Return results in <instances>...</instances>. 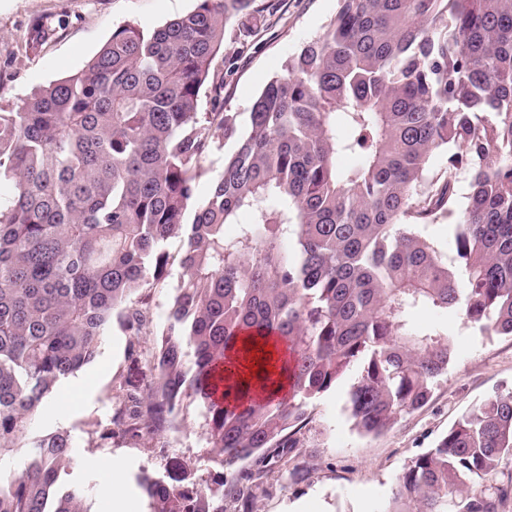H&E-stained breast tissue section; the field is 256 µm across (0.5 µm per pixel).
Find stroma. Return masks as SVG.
<instances>
[{
	"label": "stroma",
	"instance_id": "stroma-1",
	"mask_svg": "<svg viewBox=\"0 0 512 512\" xmlns=\"http://www.w3.org/2000/svg\"><path fill=\"white\" fill-rule=\"evenodd\" d=\"M199 0H0V107L12 109L54 81L80 71L117 27L134 24L153 29L193 11ZM339 9V0H252L224 31V45L212 67L223 76L222 92L204 86L198 109L209 112L222 97L228 112H249L253 101L304 43L319 37ZM55 27V36L31 46L34 18ZM421 326L447 324L455 348L448 371L422 408L403 416L388 432L366 436L345 410L350 381L311 402L302 430L309 474L296 483L277 476L258 496L254 512H379L397 477L418 455L436 447L456 421L497 392L512 391V336L483 335L451 315L422 308ZM129 338L120 326L104 336L89 364L63 379L54 396L60 410H42L29 437L55 431L69 434L73 462L58 483L85 490L89 512H112V489L127 495V512H150L139 478L167 475L186 464L207 474L203 452L204 418L189 406L179 432L162 441L146 437L102 443L99 424L107 419L120 381L139 383L141 373L128 360Z\"/></svg>",
	"mask_w": 512,
	"mask_h": 512
}]
</instances>
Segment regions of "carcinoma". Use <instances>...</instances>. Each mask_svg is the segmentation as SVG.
Here are the masks:
<instances>
[{"label":"carcinoma","instance_id":"cac0c4a2","mask_svg":"<svg viewBox=\"0 0 512 512\" xmlns=\"http://www.w3.org/2000/svg\"><path fill=\"white\" fill-rule=\"evenodd\" d=\"M249 3L200 0L152 30L120 26L82 70L15 112L0 107V182L15 186L0 201V452L20 446L113 321L140 361L150 290L180 239L146 391L118 385L100 439L160 436L191 403L222 472L212 483L186 467L142 475L151 512H253L274 473L306 480L292 456L306 408L350 373L346 409L362 434L423 407L453 340L416 326L417 309L512 336V0H341L243 123L218 95L215 111H198V97L224 86L211 64ZM217 130L235 149L197 201ZM442 152L448 166L433 173ZM346 155L356 163L342 166ZM447 217L453 264L422 234ZM246 338L283 343L286 391L230 385L219 402V370ZM30 445L21 474H0V512H87L82 488L57 486L70 436ZM509 451L512 392L462 416L378 512H503L512 482L486 481Z\"/></svg>","mask_w":512,"mask_h":512}]
</instances>
